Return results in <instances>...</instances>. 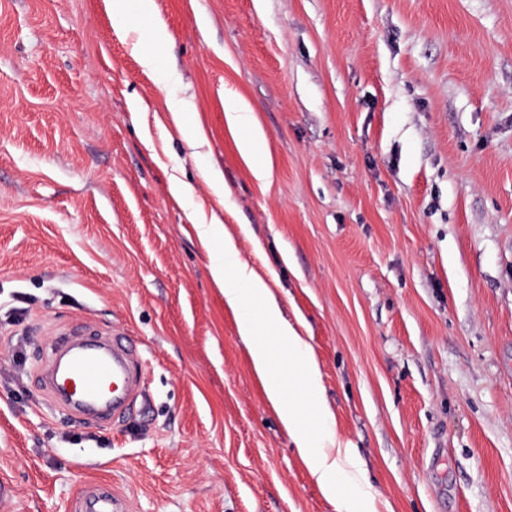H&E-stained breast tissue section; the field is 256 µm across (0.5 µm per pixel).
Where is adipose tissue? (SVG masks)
Instances as JSON below:
<instances>
[{
  "label": "adipose tissue",
  "instance_id": "1",
  "mask_svg": "<svg viewBox=\"0 0 512 512\" xmlns=\"http://www.w3.org/2000/svg\"><path fill=\"white\" fill-rule=\"evenodd\" d=\"M224 117L230 130L239 134L238 149L244 158L264 151L265 137L237 96H225ZM200 230L203 238L220 241L218 254L211 261V276L223 288L226 304L241 312L239 333L249 345L254 369L264 379L268 399L336 512H356V503L363 497L354 470L356 451L340 442L331 427L334 414L322 397L321 373L311 345L284 318L266 280L240 261L236 240L223 230L221 221L201 223ZM248 298L260 302L261 317L244 311L243 302ZM305 398L317 409L318 428L314 431L302 424L301 401Z\"/></svg>",
  "mask_w": 512,
  "mask_h": 512
}]
</instances>
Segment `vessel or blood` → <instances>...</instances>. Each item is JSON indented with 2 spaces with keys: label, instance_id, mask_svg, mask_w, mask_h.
Segmentation results:
<instances>
[{
  "label": "vessel or blood",
  "instance_id": "obj_1",
  "mask_svg": "<svg viewBox=\"0 0 512 512\" xmlns=\"http://www.w3.org/2000/svg\"><path fill=\"white\" fill-rule=\"evenodd\" d=\"M44 358L45 390L54 408L104 422L133 407L141 377L133 368L132 348L60 336L46 346Z\"/></svg>",
  "mask_w": 512,
  "mask_h": 512
}]
</instances>
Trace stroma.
I'll list each match as a JSON object with an SVG mask.
<instances>
[{
	"label": "stroma",
	"mask_w": 512,
	"mask_h": 512,
	"mask_svg": "<svg viewBox=\"0 0 512 512\" xmlns=\"http://www.w3.org/2000/svg\"><path fill=\"white\" fill-rule=\"evenodd\" d=\"M155 4L147 70L112 0H0L6 512L100 486L128 512H336L211 278L200 207L304 322L377 512H512V0ZM228 94L265 154L241 156ZM63 333L133 347L130 415L45 406L37 359ZM185 109V102L182 99L176 98V97H170L168 100V111L171 114L172 122L174 123L175 127L182 132V134L187 138L188 143L191 146H194L197 141L200 139V131L195 130L194 132L188 133L184 128L183 123V112Z\"/></svg>",
	"instance_id": "35a3bbf8"
}]
</instances>
